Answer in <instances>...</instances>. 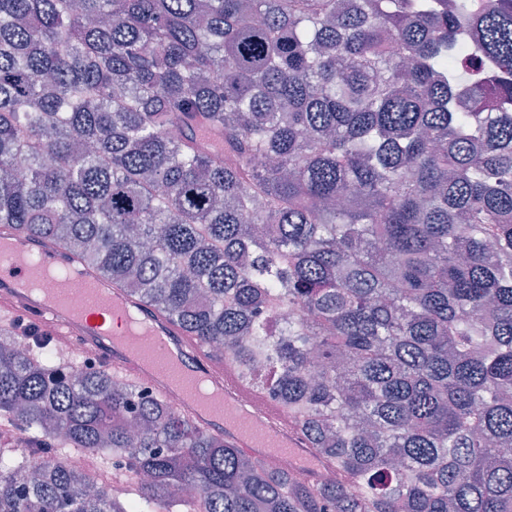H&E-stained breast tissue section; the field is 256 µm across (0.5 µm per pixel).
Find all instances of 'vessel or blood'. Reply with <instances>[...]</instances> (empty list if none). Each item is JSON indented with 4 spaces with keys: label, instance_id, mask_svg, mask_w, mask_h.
<instances>
[{
    "label": "vessel or blood",
    "instance_id": "vessel-or-blood-1",
    "mask_svg": "<svg viewBox=\"0 0 512 512\" xmlns=\"http://www.w3.org/2000/svg\"><path fill=\"white\" fill-rule=\"evenodd\" d=\"M44 326L63 344H80L92 364L133 381L150 378L153 393L206 432L261 458L317 462L288 429L285 411L248 392L230 365L169 317L145 306L59 245L0 226V328ZM207 376L212 395L199 398L192 375Z\"/></svg>",
    "mask_w": 512,
    "mask_h": 512
}]
</instances>
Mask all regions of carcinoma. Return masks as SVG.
Wrapping results in <instances>:
<instances>
[{"instance_id":"1","label":"carcinoma","mask_w":512,"mask_h":512,"mask_svg":"<svg viewBox=\"0 0 512 512\" xmlns=\"http://www.w3.org/2000/svg\"><path fill=\"white\" fill-rule=\"evenodd\" d=\"M1 224L224 343L335 479L12 336L0 512H512V0H0Z\"/></svg>"}]
</instances>
